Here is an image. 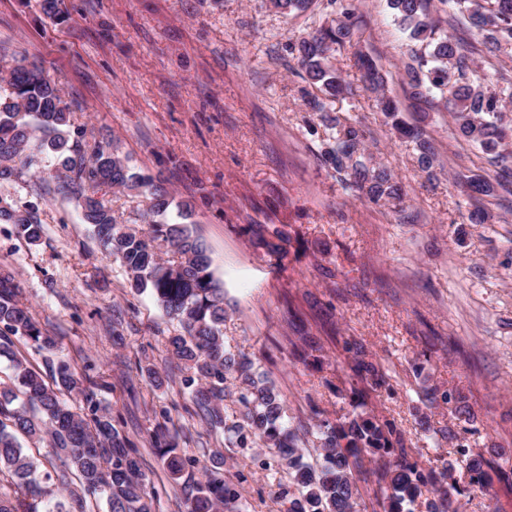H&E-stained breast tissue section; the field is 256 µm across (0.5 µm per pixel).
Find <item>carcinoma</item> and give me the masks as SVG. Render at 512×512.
<instances>
[{
    "label": "carcinoma",
    "mask_w": 512,
    "mask_h": 512,
    "mask_svg": "<svg viewBox=\"0 0 512 512\" xmlns=\"http://www.w3.org/2000/svg\"><path fill=\"white\" fill-rule=\"evenodd\" d=\"M316 0H269L278 13H305ZM443 20L430 10L429 0H389L397 25L408 34L410 50L406 74L415 89L416 111L421 116L438 105L454 115L456 129L465 141L480 147L491 161L506 166L509 156L499 152L508 136L502 95L512 82L501 77L503 86L493 92L475 79L474 55L495 56L502 43L512 40V0H439ZM331 19L313 32L288 42V56L312 110L321 113L335 136L325 143L323 154L345 185L374 203L400 201L402 186L390 171L367 151L368 132L358 121L331 115L337 99L351 94L350 85L331 63L336 47L360 38L356 6L351 0H326ZM463 19L475 29L476 42L448 33L443 24ZM370 90L385 92L386 75L368 58L359 56ZM381 111L392 119L402 136L415 143L420 166L432 168V144L416 127L404 125L399 109L386 97ZM53 156L58 168L52 178L58 189L80 211L84 223L93 227L103 250L118 260L127 274L128 287L149 294L164 314L177 321L180 332L170 337L173 355L188 375V389L197 413L213 428L233 435L234 448L276 449L280 466L288 474V512H357L361 496L354 473L369 456L381 471L377 494L384 512H414L418 497L434 495L430 512H455L454 497L462 495L456 472L468 476V484L489 478L493 461L460 450V458L443 471L425 469L411 460L403 436L394 422L366 409L363 391L352 387L346 393L352 412L334 422L316 419L297 427L285 422L284 409L273 383L255 368L252 358L233 354L224 344V289L214 277L212 260L203 241L185 220L193 205L178 201L162 180L131 168L128 158L86 128L74 127L70 104L62 90L45 74L42 66L24 57L0 67V187L14 186L39 196L41 188L28 180L45 172L43 157ZM479 196H495L506 184L486 178L468 181ZM148 192V208L137 220V228L120 220L105 196L111 192ZM0 221L15 226L17 236L38 244L44 226L38 204H17L13 196H0ZM256 244L282 261L287 236L264 233L260 224L249 225ZM0 324L7 336L0 340V357L12 367V385H0V482L15 487L0 492V512H39L41 499L52 493L43 485L49 474L39 475L37 459L22 447L19 437L34 443L47 442V454L64 458L56 481L68 498L55 505V512H89L87 497H106L109 512H157L158 494L142 470L135 444L118 428L119 421L90 395L82 412L72 410L62 396L81 389L82 381L71 367L57 365L52 383L18 357L11 337L29 339L51 349L55 340L44 333L30 309L19 297L11 273L0 269ZM358 376L373 383L381 379L371 362L357 363ZM236 382L239 421L229 425L224 418L227 378ZM22 399L20 406L13 402ZM314 434L318 445L302 447V435ZM153 447L164 458L173 481L181 486L187 512H246L241 492L224 480V453L217 450L212 464L196 478L177 453L174 438L165 425L150 434ZM80 488L71 487L72 480Z\"/></svg>",
    "instance_id": "carcinoma-1"
}]
</instances>
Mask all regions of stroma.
Returning a JSON list of instances; mask_svg holds the SVG:
<instances>
[{
  "label": "stroma",
  "instance_id": "1",
  "mask_svg": "<svg viewBox=\"0 0 512 512\" xmlns=\"http://www.w3.org/2000/svg\"><path fill=\"white\" fill-rule=\"evenodd\" d=\"M355 4L362 37L332 58L352 93L335 109L369 130L371 152L405 189L398 207L354 197L320 155L329 131L306 105L285 46L325 20L323 6L284 16L266 0H60L57 21L38 0H0V54L41 63L75 125L107 134L135 170L166 178L176 199L194 203L191 229L224 286V343L274 382L287 416L344 417L342 392L360 386L353 365L365 353L383 376L368 403L395 421L413 460L439 471L465 448L501 466L486 488L459 496L460 512H512V195L486 199L485 223L469 221L466 178L498 169L455 135L442 108L423 124L436 176L421 170L357 63L364 53L390 72L387 93L412 122L407 36L387 0ZM39 208V244L0 223V268L57 346L20 339L18 353L43 372L67 362L122 418L159 493L158 512L186 510L150 444L161 420L194 469L223 449L224 476L248 512H288L275 449L229 447L222 429L194 413L168 344L177 322L128 288L120 262L67 198L50 193ZM253 223L284 230L291 258L278 265L256 248L246 230ZM307 337L320 366L297 357ZM148 364L163 384L148 377ZM434 387L443 397L425 405ZM460 395L473 420L455 415Z\"/></svg>",
  "mask_w": 512,
  "mask_h": 512
}]
</instances>
